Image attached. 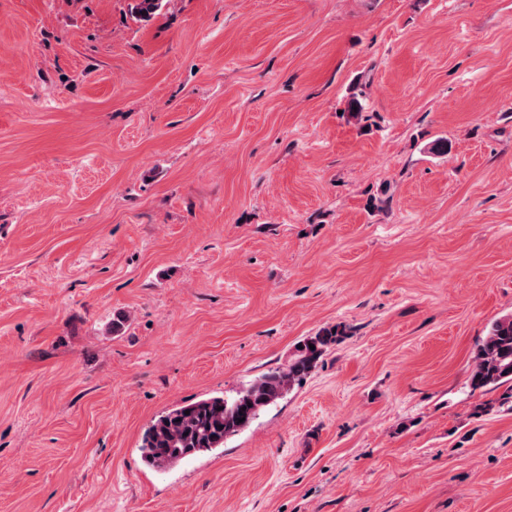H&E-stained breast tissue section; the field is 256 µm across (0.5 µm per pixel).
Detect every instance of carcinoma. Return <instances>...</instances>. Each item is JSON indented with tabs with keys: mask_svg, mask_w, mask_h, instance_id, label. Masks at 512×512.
Returning <instances> with one entry per match:
<instances>
[{
	"mask_svg": "<svg viewBox=\"0 0 512 512\" xmlns=\"http://www.w3.org/2000/svg\"><path fill=\"white\" fill-rule=\"evenodd\" d=\"M161 7L162 0H133L130 13L148 21ZM343 333L342 327L332 325L303 338L288 364L268 370L232 397L210 396L172 406L145 433L141 448L144 463L164 468L170 461L183 462L220 450L228 438L247 428L263 410L300 386ZM311 344L315 349L309 348ZM474 360L472 389L512 383V315L490 324L476 346Z\"/></svg>",
	"mask_w": 512,
	"mask_h": 512,
	"instance_id": "cac0c4a2",
	"label": "carcinoma"
}]
</instances>
